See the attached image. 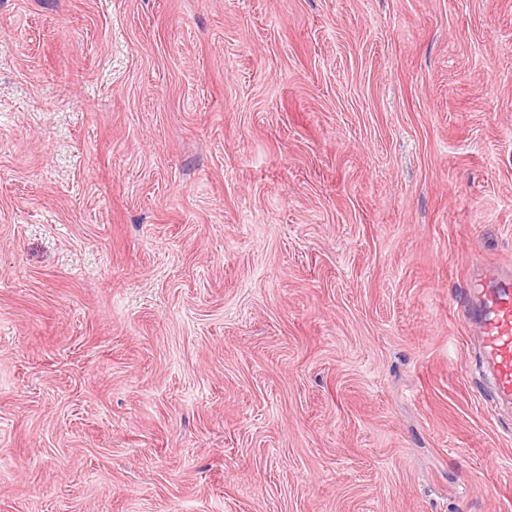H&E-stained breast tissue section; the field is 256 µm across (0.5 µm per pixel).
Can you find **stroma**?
<instances>
[{
    "instance_id": "stroma-1",
    "label": "stroma",
    "mask_w": 512,
    "mask_h": 512,
    "mask_svg": "<svg viewBox=\"0 0 512 512\" xmlns=\"http://www.w3.org/2000/svg\"><path fill=\"white\" fill-rule=\"evenodd\" d=\"M479 262L512 0H0V512H512Z\"/></svg>"
}]
</instances>
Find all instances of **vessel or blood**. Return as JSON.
Returning a JSON list of instances; mask_svg holds the SVG:
<instances>
[{
  "mask_svg": "<svg viewBox=\"0 0 512 512\" xmlns=\"http://www.w3.org/2000/svg\"><path fill=\"white\" fill-rule=\"evenodd\" d=\"M465 297L472 306L481 361L493 380L495 399L512 404V273L473 276Z\"/></svg>",
  "mask_w": 512,
  "mask_h": 512,
  "instance_id": "vessel-or-blood-1",
  "label": "vessel or blood"
}]
</instances>
